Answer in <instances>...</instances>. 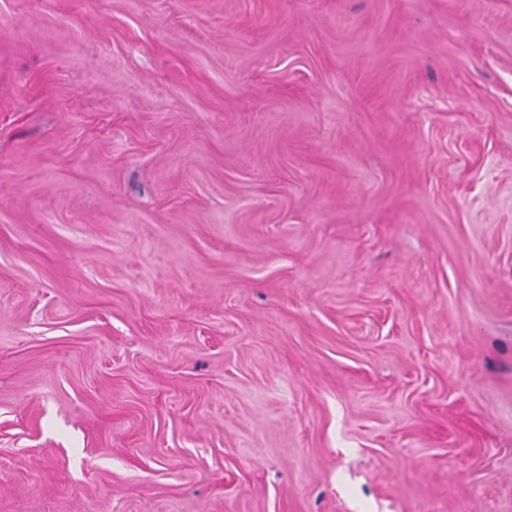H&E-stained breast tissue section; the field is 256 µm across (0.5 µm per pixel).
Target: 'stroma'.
<instances>
[{
  "mask_svg": "<svg viewBox=\"0 0 512 512\" xmlns=\"http://www.w3.org/2000/svg\"><path fill=\"white\" fill-rule=\"evenodd\" d=\"M0 512H512V0H0Z\"/></svg>",
  "mask_w": 512,
  "mask_h": 512,
  "instance_id": "1",
  "label": "stroma"
}]
</instances>
